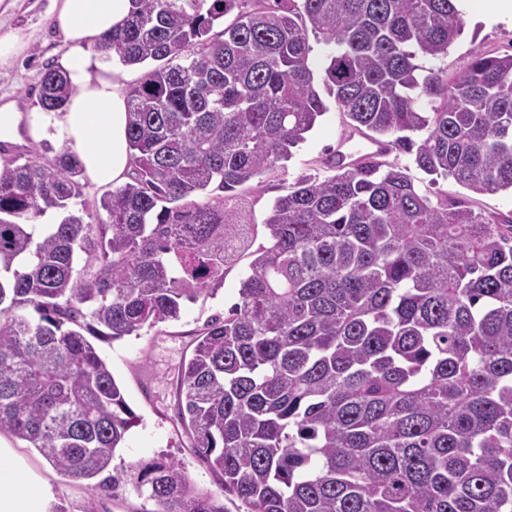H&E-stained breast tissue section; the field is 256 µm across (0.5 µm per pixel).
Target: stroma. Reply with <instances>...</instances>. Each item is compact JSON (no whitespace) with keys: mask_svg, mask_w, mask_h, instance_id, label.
Masks as SVG:
<instances>
[{"mask_svg":"<svg viewBox=\"0 0 512 512\" xmlns=\"http://www.w3.org/2000/svg\"><path fill=\"white\" fill-rule=\"evenodd\" d=\"M53 0H0V24L15 28L25 36V51L6 66L0 67V97L16 101L21 110L38 105V86L46 69L56 67L67 45L50 28ZM463 34L447 57L436 60L435 68L443 74L457 75L467 65L473 52L501 54L512 50V15L485 22L465 16ZM346 124L340 112L329 110L320 119L302 144L295 148L281 176L265 180L250 196L255 222H263L272 200L284 194L286 187L300 176H326L320 158L335 148L345 134ZM244 266L232 269L224 286L215 296L188 304L180 321L143 329L140 335L118 341L96 340L95 345L107 362L124 398L139 417V424L130 431L123 448L118 449L112 465L124 475L117 490L89 493L81 482L59 475L35 450L27 449L31 464L48 473L59 486L70 489L71 495L54 508V512H141L145 500L135 488L142 465L155 458L166 457L182 465L195 486L218 491L220 480L194 452L191 442L175 415L176 377L184 358L190 357L197 332L212 316L224 313L239 300Z\"/></svg>","mask_w":512,"mask_h":512,"instance_id":"stroma-1","label":"stroma"}]
</instances>
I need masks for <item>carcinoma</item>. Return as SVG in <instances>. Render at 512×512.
Listing matches in <instances>:
<instances>
[{"label":"carcinoma","instance_id":"obj_1","mask_svg":"<svg viewBox=\"0 0 512 512\" xmlns=\"http://www.w3.org/2000/svg\"><path fill=\"white\" fill-rule=\"evenodd\" d=\"M463 31L457 0H131L96 43L148 67L127 92L129 181L94 200L97 223L69 211L71 148L0 169V431L96 489L138 417L89 337L176 321L246 260L177 386L221 494L155 460L143 512H225L226 495L249 512H512V212L432 198L376 156L322 159L330 175L260 224L248 200L332 105L432 185L512 192V53L450 77L417 62ZM74 92L59 68L41 77L46 112ZM52 209L67 215L40 222Z\"/></svg>","mask_w":512,"mask_h":512}]
</instances>
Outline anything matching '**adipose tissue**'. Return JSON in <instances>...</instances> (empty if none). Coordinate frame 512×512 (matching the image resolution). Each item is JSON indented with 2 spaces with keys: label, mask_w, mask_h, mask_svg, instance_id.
Wrapping results in <instances>:
<instances>
[{
  "label": "adipose tissue",
  "mask_w": 512,
  "mask_h": 512,
  "mask_svg": "<svg viewBox=\"0 0 512 512\" xmlns=\"http://www.w3.org/2000/svg\"><path fill=\"white\" fill-rule=\"evenodd\" d=\"M129 11V0H58L52 22L68 43L59 65L78 91L62 111L29 125L31 139L50 131L76 149L93 185H122L131 170L127 95L116 75L88 76L96 38L123 24ZM58 496L48 477L0 439V512H51Z\"/></svg>",
  "instance_id": "obj_1"
}]
</instances>
